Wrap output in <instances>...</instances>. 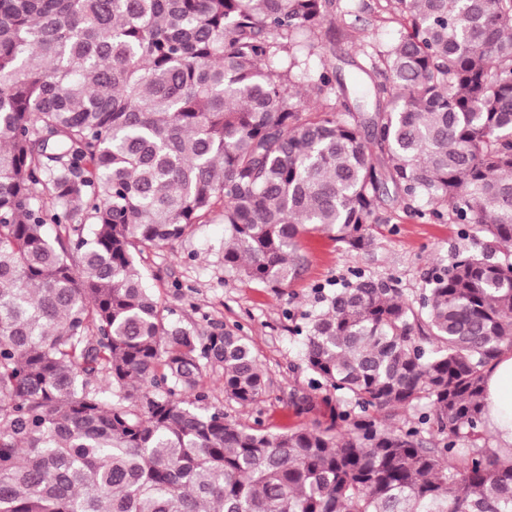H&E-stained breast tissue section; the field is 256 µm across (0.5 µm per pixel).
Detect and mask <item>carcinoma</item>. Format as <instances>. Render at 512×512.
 Wrapping results in <instances>:
<instances>
[{
	"mask_svg": "<svg viewBox=\"0 0 512 512\" xmlns=\"http://www.w3.org/2000/svg\"><path fill=\"white\" fill-rule=\"evenodd\" d=\"M384 2L404 31L352 86L309 64L336 0H0V512H512L478 445L512 341V0ZM389 197L484 247L417 300L360 277L303 314L328 426L211 405L207 369L241 406L264 370L240 328L171 321L141 255L217 213L224 269L276 290L306 234L368 250ZM418 408L443 447L382 419Z\"/></svg>",
	"mask_w": 512,
	"mask_h": 512,
	"instance_id": "cac0c4a2",
	"label": "carcinoma"
}]
</instances>
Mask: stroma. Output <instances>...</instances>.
Segmentation results:
<instances>
[{"label":"stroma","mask_w":512,"mask_h":512,"mask_svg":"<svg viewBox=\"0 0 512 512\" xmlns=\"http://www.w3.org/2000/svg\"><path fill=\"white\" fill-rule=\"evenodd\" d=\"M377 2L336 0L335 17L315 42L311 66L334 53L358 62L366 42L395 41L401 22L378 12ZM380 216L375 244L364 253L347 252L321 232L303 239L300 273L277 290L225 272L224 223L215 215L194 225L183 240L143 254L146 284L171 310L173 320L200 331L240 327L266 373L265 393L257 403L243 407L225 397L220 370H210L211 404L241 421H260L272 433L329 423L326 393L314 387L310 371L303 368L304 338L294 331L302 313L315 309L317 288L362 275L394 281L404 298L416 299L432 265L448 264L455 254L479 249L483 242L473 225L411 216L393 201ZM305 397L313 408L303 414L297 403Z\"/></svg>","instance_id":"stroma-1"}]
</instances>
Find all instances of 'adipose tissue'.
Instances as JSON below:
<instances>
[{"label": "adipose tissue", "instance_id": "ef3b65f1", "mask_svg": "<svg viewBox=\"0 0 512 512\" xmlns=\"http://www.w3.org/2000/svg\"><path fill=\"white\" fill-rule=\"evenodd\" d=\"M484 419L495 436V450L512 449V353L490 365L483 393Z\"/></svg>", "mask_w": 512, "mask_h": 512}]
</instances>
